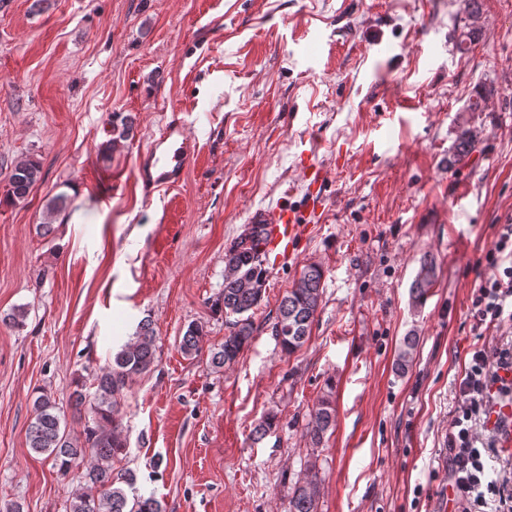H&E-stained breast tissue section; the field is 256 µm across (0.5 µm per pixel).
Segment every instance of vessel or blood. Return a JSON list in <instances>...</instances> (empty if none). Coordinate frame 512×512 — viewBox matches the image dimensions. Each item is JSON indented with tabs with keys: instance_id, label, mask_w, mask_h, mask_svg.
<instances>
[{
	"instance_id": "1",
	"label": "vessel or blood",
	"mask_w": 512,
	"mask_h": 512,
	"mask_svg": "<svg viewBox=\"0 0 512 512\" xmlns=\"http://www.w3.org/2000/svg\"><path fill=\"white\" fill-rule=\"evenodd\" d=\"M163 151H150L140 164L143 182L172 187L180 184L194 153L186 126L183 122H170L160 139ZM306 180V210L297 212L289 208L255 212L251 221L266 227L261 250L267 263L294 256L304 225L318 222L324 206V175L321 166L307 162L304 167Z\"/></svg>"
}]
</instances>
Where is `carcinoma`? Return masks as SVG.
I'll list each match as a JSON object with an SVG mask.
<instances>
[{
  "mask_svg": "<svg viewBox=\"0 0 512 512\" xmlns=\"http://www.w3.org/2000/svg\"><path fill=\"white\" fill-rule=\"evenodd\" d=\"M464 2V17L460 19L455 34V48L462 55L472 52L480 42L482 30L475 25V20L483 15V0ZM496 94L493 82L484 83L469 100L465 111H486L487 102ZM131 133L130 118L120 114L112 116V142L126 139ZM476 144L470 126H460L448 162H461L475 151ZM6 179L5 200H21L42 180L41 164L30 157L21 158L10 166ZM263 230L262 224L247 225L225 252L224 291L220 302L229 334L224 337V343L210 351L211 364L216 368L235 363L251 343L253 323L250 311L260 304L265 289L266 270L259 250ZM434 275L433 261L424 260L411 287L414 307L426 301ZM324 279L323 267L309 264L280 301L272 335L284 353H295L310 339L321 303ZM202 339L203 329L189 325L182 336L181 352L186 356L198 354ZM155 342L152 323L147 319L141 321L130 341L112 354L108 366L94 380V392L87 394L79 389L73 392L72 405L77 409L87 407L94 422L93 426L87 427L82 440L61 429L63 410L52 395L42 391L34 399L33 418L27 432L29 448L36 454L46 455L62 474L74 469L81 471L84 484L73 494L69 512H164L158 499L135 494L133 474L116 467L120 456L126 453L127 442L122 437L119 424L113 419L114 407L129 381L150 371L154 365ZM418 342L419 337L413 332L403 338L395 363L398 372L404 374L408 371ZM335 423L336 409L331 396L326 395L319 399L305 425L311 444L320 446ZM320 492L319 470L316 463L309 461L304 473L292 484L288 512H317Z\"/></svg>",
  "mask_w": 512,
  "mask_h": 512,
  "instance_id": "carcinoma-1",
  "label": "carcinoma"
}]
</instances>
